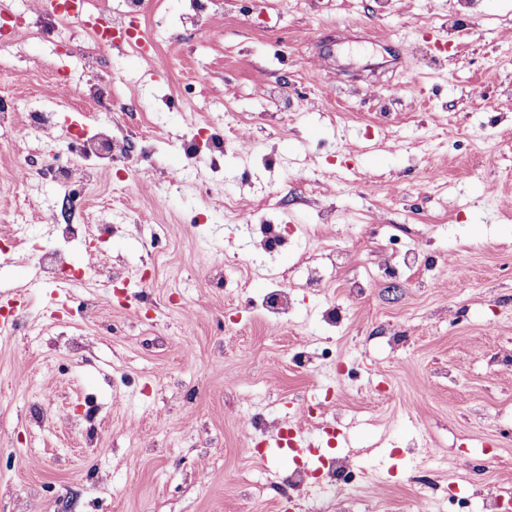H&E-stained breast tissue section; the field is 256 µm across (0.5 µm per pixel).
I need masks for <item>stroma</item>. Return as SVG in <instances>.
I'll list each match as a JSON object with an SVG mask.
<instances>
[{
  "label": "stroma",
  "instance_id": "obj_1",
  "mask_svg": "<svg viewBox=\"0 0 512 512\" xmlns=\"http://www.w3.org/2000/svg\"><path fill=\"white\" fill-rule=\"evenodd\" d=\"M142 10L158 51L108 50L90 107L49 77L54 39L0 52V307L24 323L0 335V512H290L295 462L251 450L325 426L305 464L352 459L353 512H481L512 489V0ZM33 112L147 150L59 182L27 165ZM66 190L95 235L40 222ZM260 203L293 229L274 256ZM280 287V289L271 293L264 305L266 310L274 316L285 314L288 311V273L281 275Z\"/></svg>",
  "mask_w": 512,
  "mask_h": 512
}]
</instances>
